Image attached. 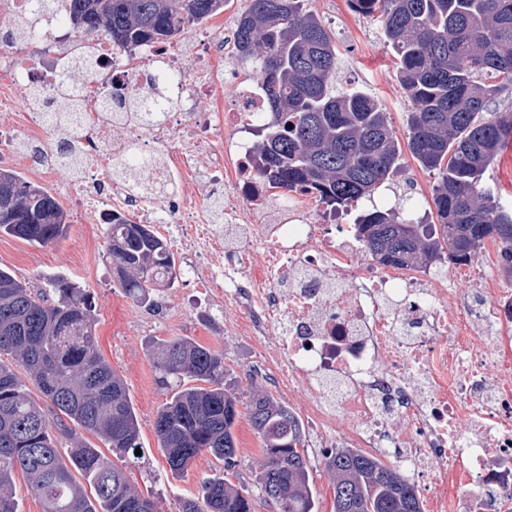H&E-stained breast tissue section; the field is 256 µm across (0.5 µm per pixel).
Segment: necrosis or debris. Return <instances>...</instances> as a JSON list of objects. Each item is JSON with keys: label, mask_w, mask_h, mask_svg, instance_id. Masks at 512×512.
I'll use <instances>...</instances> for the list:
<instances>
[{"label": "necrosis or debris", "mask_w": 512, "mask_h": 512, "mask_svg": "<svg viewBox=\"0 0 512 512\" xmlns=\"http://www.w3.org/2000/svg\"><path fill=\"white\" fill-rule=\"evenodd\" d=\"M235 27L119 51L31 0H0V158L25 155L31 179L53 181L78 151L74 217L160 225L225 327L296 398L317 455L392 457L423 512H512V373L498 338L512 294L442 259L396 274L364 257L354 225L320 223L308 192L275 195L247 139L268 122L264 84L241 80L242 59L224 50ZM131 97L160 121H124ZM132 145L140 193L113 178Z\"/></svg>", "instance_id": "obj_1"}]
</instances>
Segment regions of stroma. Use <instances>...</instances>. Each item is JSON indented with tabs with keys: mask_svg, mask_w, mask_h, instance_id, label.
I'll use <instances>...</instances> for the list:
<instances>
[{
	"mask_svg": "<svg viewBox=\"0 0 512 512\" xmlns=\"http://www.w3.org/2000/svg\"><path fill=\"white\" fill-rule=\"evenodd\" d=\"M309 8L336 42L337 83L376 97L388 112L399 140H406L407 101L398 82L395 55L384 42L379 22L352 12L347 0H309ZM434 183V174L420 167L405 150L392 183L380 188L374 200L378 207L388 208L399 198L410 197L415 218L432 224L436 221ZM483 187L512 209V140L487 170ZM0 268L36 289L42 288L48 275L61 273L78 282L93 298L100 351L124 378L140 423L141 455L129 460V472L138 490L152 496L158 512H180L182 501L197 496L203 480L225 474L223 462L207 452L200 454L187 472L172 473L153 430L165 400L156 385L151 351L153 341L160 338L186 337L222 353L226 380L241 402H248L253 392H270V385L251 371L255 360L252 346L225 329L219 303L195 300L196 290L186 278L160 292L156 306L149 308L133 301L120 288L107 258L105 227L101 224H70L63 240L47 246L1 235ZM235 433L238 465L230 480L251 496L254 512H272L257 485L261 444L247 416H240Z\"/></svg>",
	"mask_w": 512,
	"mask_h": 512,
	"instance_id": "obj_1",
	"label": "stroma"
}]
</instances>
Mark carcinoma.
<instances>
[{
    "label": "carcinoma",
    "mask_w": 512,
    "mask_h": 512,
    "mask_svg": "<svg viewBox=\"0 0 512 512\" xmlns=\"http://www.w3.org/2000/svg\"><path fill=\"white\" fill-rule=\"evenodd\" d=\"M353 12L379 13L385 43L399 61L407 98V147L438 180L432 201L439 230L404 217L405 204L358 215L365 249L382 264L426 265L445 253L471 262L485 240L498 242L512 274V212L485 196L481 177L512 134V110L490 104L512 84V0H348ZM226 0H33L38 12L64 10L81 32L126 48L173 39L185 26L224 12ZM234 50L260 64L271 117L256 147L272 189L312 191L333 213L369 198L398 171L401 144L373 96L336 86V45L307 0H247ZM18 189L0 209V234L46 246L67 231L68 214L45 188L10 170ZM107 256L134 301L174 287L181 269L147 224L107 222ZM34 293L0 268V512H18L13 474L21 471L43 512H156L119 466L92 445L96 436L122 458L141 448L125 381L97 347L93 306L64 275ZM166 395L153 428L174 473L208 452L237 465L234 427L240 398L224 383V357L181 337L152 349ZM36 388L40 398L31 394ZM248 420L264 456L259 484L276 512H318L307 451L296 418L269 394L255 393ZM68 448L61 452L60 440ZM333 475V512H422L399 469L354 449L325 459ZM181 512H254L227 478L202 482Z\"/></svg>",
    "instance_id": "obj_1"
}]
</instances>
